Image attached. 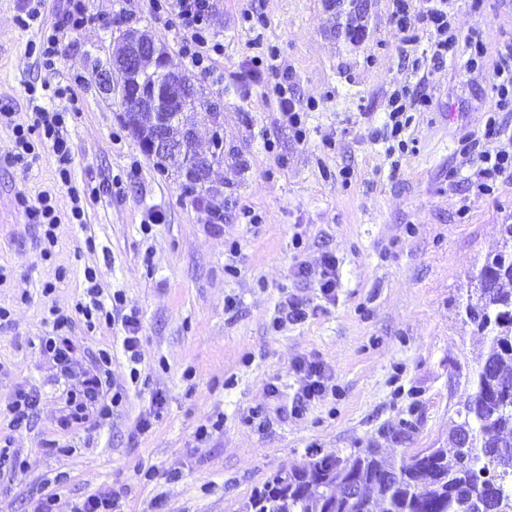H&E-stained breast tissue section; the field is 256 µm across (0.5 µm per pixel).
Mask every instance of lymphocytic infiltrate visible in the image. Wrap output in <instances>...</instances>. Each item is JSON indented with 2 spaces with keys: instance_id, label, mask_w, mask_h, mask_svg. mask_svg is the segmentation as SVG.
Returning <instances> with one entry per match:
<instances>
[{
  "instance_id": "lymphocytic-infiltrate-1",
  "label": "lymphocytic infiltrate",
  "mask_w": 512,
  "mask_h": 512,
  "mask_svg": "<svg viewBox=\"0 0 512 512\" xmlns=\"http://www.w3.org/2000/svg\"><path fill=\"white\" fill-rule=\"evenodd\" d=\"M148 5L151 11L176 19L186 34L181 46L184 57L200 73L210 74L214 55L224 49L213 30L214 0H148ZM451 6L452 0H394L393 17L400 39L413 45L420 38H427L431 58L437 63L455 55L459 46H466L469 54L468 69L476 71L483 65L482 43L474 36L460 40L452 23ZM43 14L44 0H22L17 22L24 28L40 23V38L31 44L30 50L38 65L52 68L61 59L62 27L80 29L89 22L90 17L84 0H73L65 26L43 24ZM493 91L486 134L495 139L494 149L482 152L478 149L477 140L464 138L460 141L462 155L468 156L475 152L480 155L482 166L476 178L470 182L471 188L479 194L491 193L498 179L512 177V135L501 133L495 118L496 113L512 112V43L500 52L494 66ZM53 96L61 101V108L50 111L37 106L21 121L16 120L14 112L0 109V125L11 128L15 143L13 151L1 157L0 163L28 166L36 162L40 149H51L58 164L57 176L68 187L71 203L69 219L71 223L81 224L85 221V207L92 193L72 183V151L66 124L69 113L78 110L79 98L68 85L56 88ZM428 104L427 95L412 97L405 87L391 93L386 121L375 132L376 138L386 143L388 154L408 152L410 140L406 131L412 122L410 110L412 106L425 107ZM18 203L29 222L42 230L39 237L41 258L51 259L58 243L56 230L61 222L54 194L44 190L33 201L22 194L18 197ZM85 280L87 287L84 296L74 304L72 315L57 316L51 333L39 339V348L53 362L57 377L69 382L64 408L57 420L60 429L65 432L90 421L99 424L109 421L113 407L123 400L121 386L112 380L111 350H99L92 356L87 367H78V349L68 334L74 316H81L90 329L100 323L121 324L125 332L123 349L132 365L130 379L135 382L140 378V338L136 317L125 314V298L122 293H113L110 300H103L94 269H86Z\"/></svg>"
}]
</instances>
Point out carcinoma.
<instances>
[{
  "label": "carcinoma",
  "mask_w": 512,
  "mask_h": 512,
  "mask_svg": "<svg viewBox=\"0 0 512 512\" xmlns=\"http://www.w3.org/2000/svg\"><path fill=\"white\" fill-rule=\"evenodd\" d=\"M345 34L365 32V12L350 0ZM165 46L152 45L138 70L124 75L128 86L148 88L144 97L120 98L132 135L163 173L173 171L193 189L204 185L224 153L203 154L185 129L200 122L222 127L224 113L187 77L188 86L168 104L164 133L181 144L175 158L150 153L159 133L149 90L173 81L163 69ZM476 300L466 305L468 321L488 340L483 358L466 378L469 393L456 410L454 448H431L423 456L386 457L379 448H352L307 459L280 471L242 503L239 512H512V267L483 265L474 276ZM356 487L355 497L348 495Z\"/></svg>",
  "instance_id": "obj_1"
}]
</instances>
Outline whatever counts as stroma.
Returning a JSON list of instances; mask_svg holds the SVG:
<instances>
[{"label": "stroma", "mask_w": 512, "mask_h": 512, "mask_svg": "<svg viewBox=\"0 0 512 512\" xmlns=\"http://www.w3.org/2000/svg\"><path fill=\"white\" fill-rule=\"evenodd\" d=\"M214 30L224 44L214 76L191 73L179 52L178 26L142 0H86L92 22L68 33L55 69L28 51L37 27L19 28L21 0H0V106L26 118L50 103L53 89L77 82L79 114L68 123L72 178L94 187L82 224L62 222L50 260L16 204L54 190L67 211L56 161L41 151L31 167L0 168V401L20 388L40 404L29 428L9 431L24 462L0 475V512H31L43 494L54 512L110 489L121 512H238L256 487L307 453L368 446L446 448L465 376L486 350L464 321L470 276L501 245L512 224V178L494 193L469 191L478 157L458 154L464 136L481 137L493 95L492 72L512 41V0H457L461 35L484 47L482 72L465 71L459 51L442 64L413 68L420 48L402 44L393 0H367L366 32L356 43L331 35L338 20L326 0H215ZM261 15L250 28L245 13ZM148 30L168 49L172 68L192 74L224 108L225 147L243 167L214 165L205 190L187 192L160 172L129 133L120 97L101 75L120 33ZM276 47L282 82L306 128L297 139L265 82L251 80L255 42ZM36 86L29 96L28 86ZM430 94L408 133L412 152L392 158L373 132L394 88ZM224 207L212 224L202 208ZM259 215L256 224L244 211ZM161 223L144 229L148 212ZM336 258V288L324 297L299 266ZM95 269L104 294L122 291L140 322L138 382H131L121 327L70 335L79 361L112 351V376L125 390L103 425L65 433L57 419L63 380L36 344L51 329V309L71 311ZM52 292H45V285ZM306 304L305 321L276 328L285 298ZM321 363L334 389L304 403L299 364ZM415 422L409 440L400 421ZM147 431H138L140 422ZM209 427L198 440L200 427Z\"/></svg>", "instance_id": "1"}]
</instances>
